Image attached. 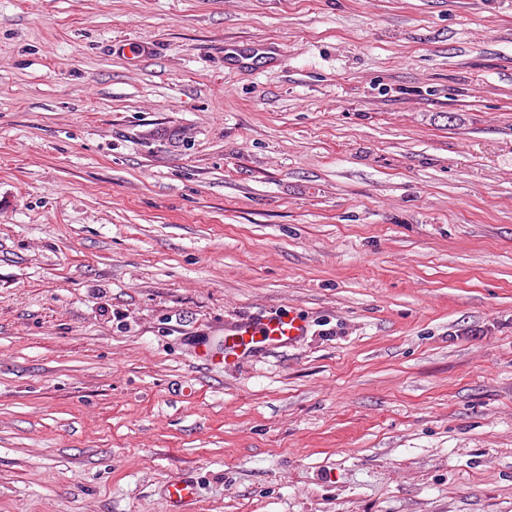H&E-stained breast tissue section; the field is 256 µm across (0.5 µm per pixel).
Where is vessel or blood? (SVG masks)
<instances>
[{"instance_id":"vessel-or-blood-1","label":"vessel or blood","mask_w":512,"mask_h":512,"mask_svg":"<svg viewBox=\"0 0 512 512\" xmlns=\"http://www.w3.org/2000/svg\"><path fill=\"white\" fill-rule=\"evenodd\" d=\"M307 332L306 320L295 313L273 312L246 317L224 331V353L236 356L253 348H279L297 342ZM169 512H194L198 493L192 478L181 477L163 487Z\"/></svg>"}]
</instances>
